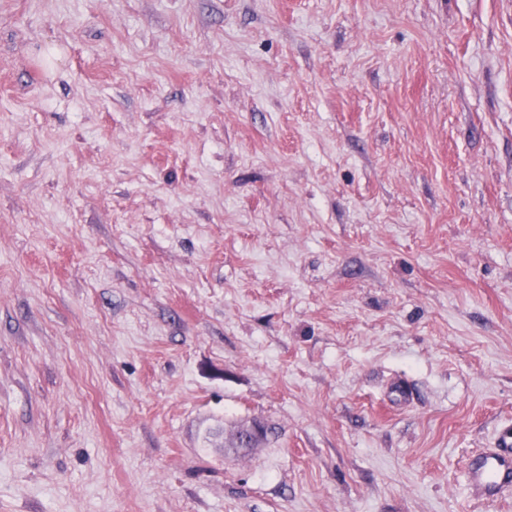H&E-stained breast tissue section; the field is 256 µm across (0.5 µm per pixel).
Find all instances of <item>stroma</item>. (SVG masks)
Masks as SVG:
<instances>
[{"instance_id":"stroma-1","label":"stroma","mask_w":512,"mask_h":512,"mask_svg":"<svg viewBox=\"0 0 512 512\" xmlns=\"http://www.w3.org/2000/svg\"><path fill=\"white\" fill-rule=\"evenodd\" d=\"M510 424L512 0H0V512H512ZM466 489L474 498L495 502L512 491V431H503L494 448L475 454L466 469Z\"/></svg>"}]
</instances>
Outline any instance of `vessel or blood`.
<instances>
[{
  "label": "vessel or blood",
  "instance_id": "1",
  "mask_svg": "<svg viewBox=\"0 0 512 512\" xmlns=\"http://www.w3.org/2000/svg\"><path fill=\"white\" fill-rule=\"evenodd\" d=\"M470 496L489 502L512 492V431H503L493 448L471 457L466 469Z\"/></svg>",
  "mask_w": 512,
  "mask_h": 512
}]
</instances>
